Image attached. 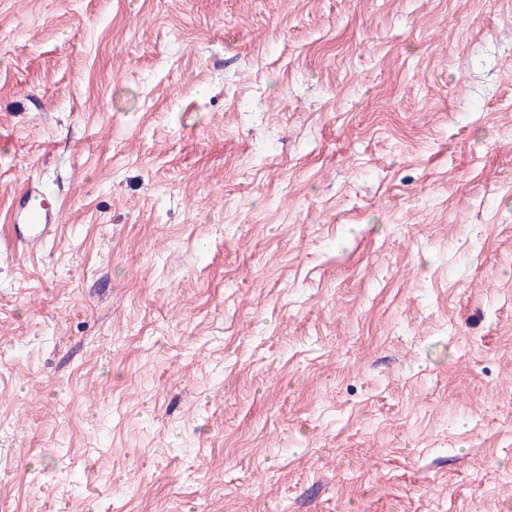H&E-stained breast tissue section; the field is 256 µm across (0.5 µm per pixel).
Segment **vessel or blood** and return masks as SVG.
<instances>
[{
  "label": "vessel or blood",
  "instance_id": "vessel-or-blood-1",
  "mask_svg": "<svg viewBox=\"0 0 512 512\" xmlns=\"http://www.w3.org/2000/svg\"><path fill=\"white\" fill-rule=\"evenodd\" d=\"M61 209L51 203L34 184L28 185L14 200L11 221L22 245L42 240L48 229L59 223Z\"/></svg>",
  "mask_w": 512,
  "mask_h": 512
}]
</instances>
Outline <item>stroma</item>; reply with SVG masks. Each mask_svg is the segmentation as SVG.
Returning <instances> with one entry per match:
<instances>
[{
  "mask_svg": "<svg viewBox=\"0 0 512 512\" xmlns=\"http://www.w3.org/2000/svg\"><path fill=\"white\" fill-rule=\"evenodd\" d=\"M0 512H512V0H0ZM61 208L51 203L36 184L28 185L14 200L11 223L22 246L42 240L52 224H59Z\"/></svg>",
  "mask_w": 512,
  "mask_h": 512,
  "instance_id": "stroma-1",
  "label": "stroma"
}]
</instances>
